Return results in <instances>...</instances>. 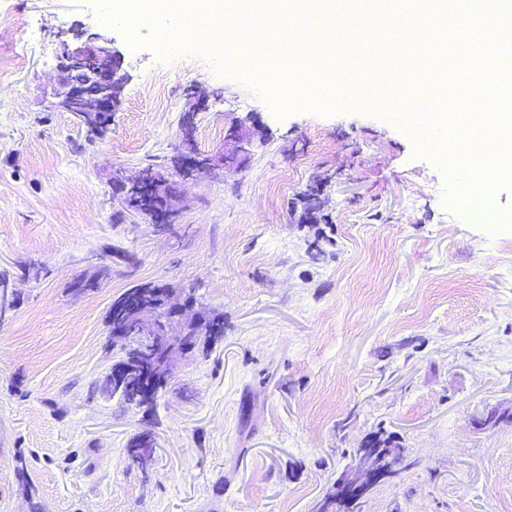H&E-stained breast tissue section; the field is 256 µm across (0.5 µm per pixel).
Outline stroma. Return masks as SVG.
Segmentation results:
<instances>
[{
	"instance_id": "stroma-1",
	"label": "stroma",
	"mask_w": 512,
	"mask_h": 512,
	"mask_svg": "<svg viewBox=\"0 0 512 512\" xmlns=\"http://www.w3.org/2000/svg\"><path fill=\"white\" fill-rule=\"evenodd\" d=\"M0 15V512H317L376 430L406 463L363 512H512V230L444 204L374 92L330 114L277 113L223 55L185 65L115 45L129 74L105 135L50 108L58 33L104 30L94 0H11ZM207 94L187 115L185 92ZM244 162L186 179L181 152ZM154 165L169 224L112 183ZM99 287L71 291L80 275ZM162 284L223 313L149 407L94 394L118 357L105 318ZM150 433L154 453L127 448Z\"/></svg>"
}]
</instances>
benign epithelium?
I'll return each instance as SVG.
<instances>
[{"instance_id": "1", "label": "benign epithelium", "mask_w": 512, "mask_h": 512, "mask_svg": "<svg viewBox=\"0 0 512 512\" xmlns=\"http://www.w3.org/2000/svg\"><path fill=\"white\" fill-rule=\"evenodd\" d=\"M58 71L60 89L54 94L50 107L72 113L81 127L98 134L112 125V117L122 104V91L129 79L123 67L124 59L114 48V41L105 34H95L81 43L59 40ZM84 73L87 81L74 83L72 75ZM223 157L199 159L181 154L177 163L184 175L195 170L222 164ZM168 180L152 171L122 182L123 194H150L164 188ZM196 300L188 294L180 303L172 301V291L157 293L151 305L128 317L123 314L110 326L111 339L126 344L124 357L112 365L110 397L119 398L134 406L154 401L169 382L177 358L187 351L201 349L197 328ZM370 435L356 449L355 465L344 472L333 489L335 496L326 498L320 512H333L336 507H352L362 500L381 481L399 474L401 453H385L370 444Z\"/></svg>"}]
</instances>
